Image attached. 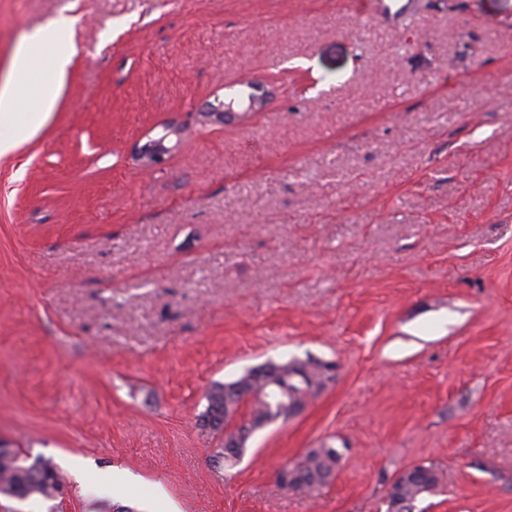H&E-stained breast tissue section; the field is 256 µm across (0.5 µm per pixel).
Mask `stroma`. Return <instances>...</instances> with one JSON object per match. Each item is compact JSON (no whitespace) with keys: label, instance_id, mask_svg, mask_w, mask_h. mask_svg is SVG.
<instances>
[{"label":"stroma","instance_id":"stroma-1","mask_svg":"<svg viewBox=\"0 0 512 512\" xmlns=\"http://www.w3.org/2000/svg\"><path fill=\"white\" fill-rule=\"evenodd\" d=\"M0 0V83L64 16L56 107L0 158V439L65 493L22 512H512V0ZM247 118L201 104L247 96ZM180 142L151 173L137 146ZM336 364L232 470L206 394ZM343 455L321 491L276 472ZM230 100V99H229ZM228 101L216 99L214 102H208L204 106L203 114L213 118L215 122L224 123V116L234 114L235 112H257L261 107V98L254 93L248 95L247 102L242 100ZM408 476V479L405 478ZM443 481L441 471L433 464L415 465L400 472L399 478L388 484L386 504L387 512L399 499L407 501L413 508L406 507V512H414L415 503L424 494L435 492Z\"/></svg>","mask_w":512,"mask_h":512}]
</instances>
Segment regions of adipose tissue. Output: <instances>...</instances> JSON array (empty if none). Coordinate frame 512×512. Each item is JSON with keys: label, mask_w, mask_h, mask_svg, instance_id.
Returning a JSON list of instances; mask_svg holds the SVG:
<instances>
[{"label": "adipose tissue", "mask_w": 512, "mask_h": 512, "mask_svg": "<svg viewBox=\"0 0 512 512\" xmlns=\"http://www.w3.org/2000/svg\"><path fill=\"white\" fill-rule=\"evenodd\" d=\"M70 18H60L36 30L18 45L12 66L27 72L30 92L18 97L11 84L0 86V157L14 152L31 130L23 124L24 115L41 116L54 105L62 80L73 56V46L62 34L72 27ZM42 59L41 68H32L34 59Z\"/></svg>", "instance_id": "1"}]
</instances>
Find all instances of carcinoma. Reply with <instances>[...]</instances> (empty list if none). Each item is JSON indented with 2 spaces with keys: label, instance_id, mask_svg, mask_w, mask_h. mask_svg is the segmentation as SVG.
Returning <instances> with one entry per match:
<instances>
[{
  "label": "carcinoma",
  "instance_id": "1",
  "mask_svg": "<svg viewBox=\"0 0 512 512\" xmlns=\"http://www.w3.org/2000/svg\"><path fill=\"white\" fill-rule=\"evenodd\" d=\"M325 367L321 361L290 360L286 363H269L267 370L258 376L247 372L229 383H216L208 391L206 414L210 416L212 431L219 433L224 416L233 411L237 395L250 393L247 404L251 416V429L282 418L289 411L304 406L323 391ZM342 454L337 449L322 445L309 448L290 468L295 478L279 483L283 489H297L307 493L320 491L330 483V476L337 472ZM443 481L441 471L434 465H415L400 472L399 478L388 484L387 512L403 500L408 502L406 512H414L413 506L420 497L435 492ZM62 481L49 462L38 458L29 460L17 450L9 456L0 454V498L23 501L41 498L54 501L59 496Z\"/></svg>",
  "mask_w": 512,
  "mask_h": 512
}]
</instances>
